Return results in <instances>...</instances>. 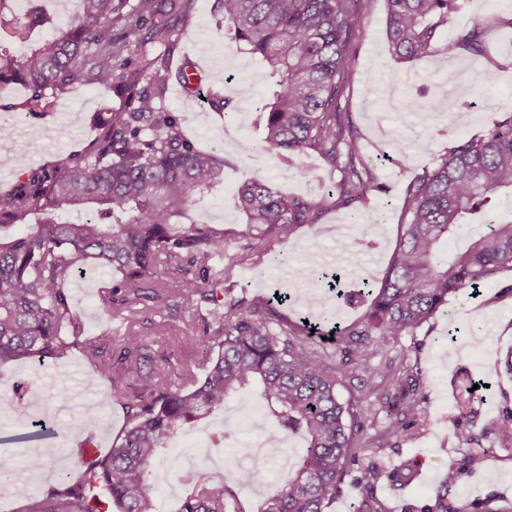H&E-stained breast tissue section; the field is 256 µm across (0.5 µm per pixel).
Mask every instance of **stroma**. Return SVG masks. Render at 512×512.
Returning a JSON list of instances; mask_svg holds the SVG:
<instances>
[{
	"mask_svg": "<svg viewBox=\"0 0 512 512\" xmlns=\"http://www.w3.org/2000/svg\"><path fill=\"white\" fill-rule=\"evenodd\" d=\"M511 17L512 0H468L443 36L456 37L473 21H482L486 25L485 54L460 53L447 74L428 76L423 66L412 67L391 57L385 37V0H370L360 20L362 33L350 90L341 105L351 112L365 153L375 161L373 170L381 188L374 192L369 206L330 210L317 223L299 227L294 239L277 244L280 263L240 268L229 283L233 294L250 299L283 288L292 295L290 304L282 309L289 320L309 315L343 326L356 323L362 307L330 300L320 285L295 278L293 269L308 263L313 255L338 253L336 230L341 227L346 236L361 235L376 242V250L356 251L355 270L371 281L381 280L399 237L405 181L444 155L455 141L483 131L490 113H512V26L507 23ZM202 41L211 46L204 57L209 83L224 86L231 96L236 95L241 81L249 86L253 99L266 93L267 73L225 39L223 15L216 0H195L187 22L175 37L173 63L195 57ZM423 86L442 99V112L420 128L405 157L385 159L387 141L377 132L378 126L390 124L384 88L417 102ZM25 96L21 86H0V125L14 131L11 140L0 143V191L21 181L22 170L36 171L52 156L87 149L98 118L107 107L122 103L113 90L84 85L59 94L50 112L34 115L22 106ZM161 103L165 109L189 117L187 132L200 147L223 146L224 187L201 200L195 213L199 223L223 225L230 251L260 241L258 229L245 224L235 203L239 184L259 174L283 193L313 199L338 178L336 171L321 165L303 175L286 173L273 157L256 154L260 131L249 108L227 116L211 111L203 98H186L173 82L167 84ZM20 158L25 159V168H18ZM112 280L110 272L86 263L69 284L72 303L84 314L85 336L108 329L117 337L133 327L153 351L166 350L171 334L187 321V311L141 320L134 326L125 317L108 316L97 307V290ZM452 327L457 330L454 342L438 344V337ZM511 348L512 270L508 269L480 295L464 290L450 296L447 306L414 335L402 337L373 355L372 366L381 367L399 357L411 371L416 380L414 397L424 417L418 432L402 438L388 435V407L397 403V393L384 399L366 394L370 381L363 372L344 378L339 388L342 397L359 399L367 423L355 457L325 512H362L369 497L376 499L382 512H431L442 488L448 491V512H484L488 507L506 512L512 507V447L501 443L497 434L498 422L512 415V377L499 365L502 354ZM89 370L76 349L47 364L23 360L0 365V395L9 396L0 404V460L10 468L21 469L38 453L39 443L14 439L31 422L32 402L40 403L59 433L54 462L31 472L29 484L0 494V512H19L32 490L58 486L61 475L76 472L79 457L71 450L69 439L87 404H97L101 411L100 422L89 434L102 440L104 447H111L113 438L124 428L122 403L104 386L89 384ZM464 378L485 381L488 387L477 392L468 409L462 410L457 406V386ZM257 404L255 395H242L230 402L223 417L213 420L211 426L226 428L229 435L224 447L213 449L209 465L223 470L225 479L234 485L243 512H255L256 506L280 488L287 471V461L276 460L252 481H240V472L251 466L248 442L285 441L287 460L296 459L301 448L299 440L283 439L272 423L260 429L240 426L244 411ZM461 428L469 432V440L458 438ZM474 453L483 456L484 471L468 470L466 460ZM367 466L380 473L378 484L369 492L359 483L360 470Z\"/></svg>",
	"mask_w": 512,
	"mask_h": 512,
	"instance_id": "35a3bbf8",
	"label": "stroma"
}]
</instances>
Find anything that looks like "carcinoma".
I'll list each match as a JSON object with an SVG mask.
<instances>
[{
  "mask_svg": "<svg viewBox=\"0 0 512 512\" xmlns=\"http://www.w3.org/2000/svg\"><path fill=\"white\" fill-rule=\"evenodd\" d=\"M15 2L0 0V23L11 24L6 38L26 51L0 50V85L23 86L25 109L43 113L57 94L86 84L114 87L124 100L87 150L51 160L27 173L19 188L0 192V228L24 227L0 235V364L44 362L78 349L92 367L90 382L106 383L126 417L112 448L81 462L63 488L30 498L22 512H158L150 469L168 454L169 442L252 390L285 436L303 439L282 488L259 512H324L366 423L358 401L340 395L344 376L368 368L369 347L413 335L448 296L463 289L478 294L512 270V218L498 217L496 207L497 197L512 198V113H492L481 135L456 142L407 184L401 235L380 287L364 278L344 283L316 264L306 266L308 279L327 281L338 300L371 298L357 324L325 339L282 317L288 296L249 300L231 295L224 283L236 264L262 263L301 225L317 223L327 209L362 205L377 187L359 132L341 107L368 0H218L229 41L271 79L268 95L254 104L263 127L257 149L290 166L313 154L339 173L314 200L290 198L264 177L240 185L237 207L245 223L264 227V240L231 256L224 228L198 223L194 212L198 200L224 187V156L189 139L187 118L165 110L158 95L171 78L176 28L194 0H76L64 21L42 0H26L21 11ZM385 2L386 39L396 60L427 61L435 72L458 48L484 52L485 28L475 22L448 42L443 56L435 54L457 0ZM208 101L219 112L239 107L219 90ZM472 224L480 231L469 246L441 261V248ZM85 262L118 274L99 297L109 313L132 311L146 288L156 314L181 305L192 310L156 368L134 331L118 341L110 331L82 338L67 285ZM198 349L205 351L200 378ZM420 413L409 398L388 434L418 430ZM51 438L41 424L18 435L46 441L29 468L53 462ZM283 454L280 444L271 445L252 470ZM188 483L178 512H241L224 477L200 473Z\"/></svg>",
  "mask_w": 512,
  "mask_h": 512,
  "instance_id": "cac0c4a2",
  "label": "carcinoma"
}]
</instances>
